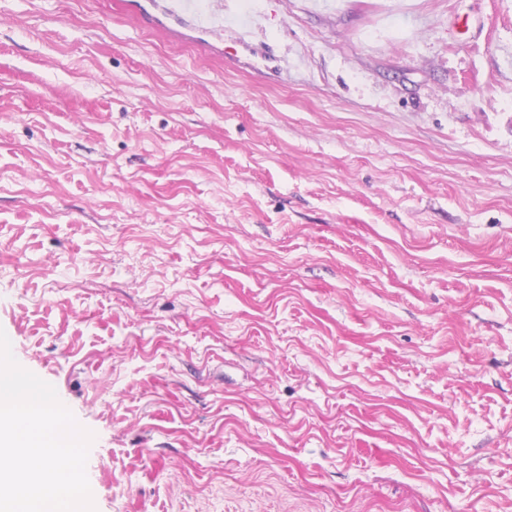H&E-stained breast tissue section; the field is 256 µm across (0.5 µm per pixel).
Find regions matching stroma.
Returning a JSON list of instances; mask_svg holds the SVG:
<instances>
[{
  "instance_id": "35a3bbf8",
  "label": "stroma",
  "mask_w": 512,
  "mask_h": 512,
  "mask_svg": "<svg viewBox=\"0 0 512 512\" xmlns=\"http://www.w3.org/2000/svg\"><path fill=\"white\" fill-rule=\"evenodd\" d=\"M109 3L0 0V329L96 512H512V0ZM131 15L148 22L175 41L192 42L210 47L217 55H234L236 46L244 45L241 37L234 46L216 47L212 40L224 36L228 27L223 0H125Z\"/></svg>"
}]
</instances>
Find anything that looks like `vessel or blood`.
<instances>
[{
  "label": "vessel or blood",
  "instance_id": "b4317fda",
  "mask_svg": "<svg viewBox=\"0 0 512 512\" xmlns=\"http://www.w3.org/2000/svg\"><path fill=\"white\" fill-rule=\"evenodd\" d=\"M131 15L148 22L175 41L211 46L223 36L227 26L245 30L254 22L252 15L242 13L227 22L224 0H125Z\"/></svg>",
  "mask_w": 512,
  "mask_h": 512
}]
</instances>
